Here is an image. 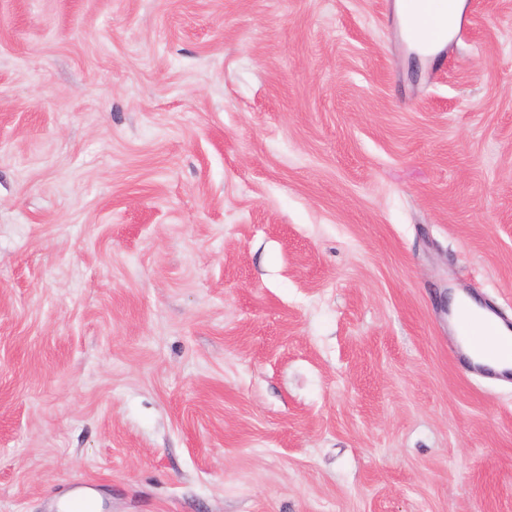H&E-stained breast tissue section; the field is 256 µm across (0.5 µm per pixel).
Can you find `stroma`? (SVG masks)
<instances>
[{
    "label": "stroma",
    "instance_id": "stroma-1",
    "mask_svg": "<svg viewBox=\"0 0 512 512\" xmlns=\"http://www.w3.org/2000/svg\"><path fill=\"white\" fill-rule=\"evenodd\" d=\"M0 0V512H512V0ZM407 5L406 17L410 24L411 34L417 41L437 46L448 38L459 17L463 3L455 0L454 11L448 29V15L453 9V0H410ZM463 304L469 306L474 311L476 318L469 327L470 336H462L458 331L457 323L455 324V329L457 330L458 336L461 338L465 353L473 355L474 347L482 344L487 338V336H484L485 321L492 315L483 309L476 301L469 298L462 299L458 296L454 297L451 303L453 312H456ZM468 362L472 368L488 374L499 373L492 363L512 364V343L509 345V339L496 338L487 348L476 351Z\"/></svg>",
    "mask_w": 512,
    "mask_h": 512
}]
</instances>
